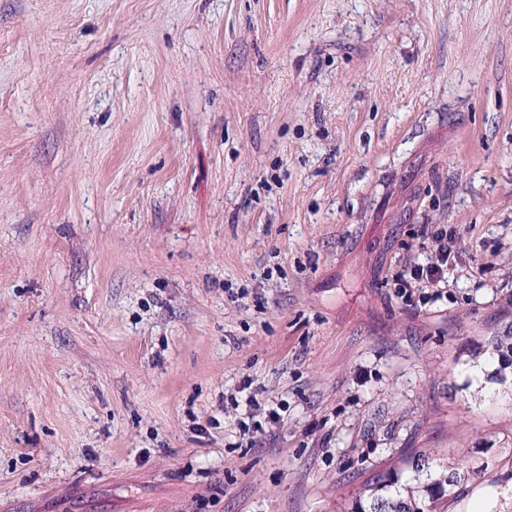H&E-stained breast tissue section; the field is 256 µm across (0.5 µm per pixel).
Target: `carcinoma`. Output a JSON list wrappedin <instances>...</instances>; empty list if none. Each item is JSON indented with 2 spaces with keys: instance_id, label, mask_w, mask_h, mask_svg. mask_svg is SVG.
Segmentation results:
<instances>
[{
  "instance_id": "obj_1",
  "label": "carcinoma",
  "mask_w": 512,
  "mask_h": 512,
  "mask_svg": "<svg viewBox=\"0 0 512 512\" xmlns=\"http://www.w3.org/2000/svg\"><path fill=\"white\" fill-rule=\"evenodd\" d=\"M492 355L498 358V373L512 364L509 337L496 341ZM405 464L407 471L382 474L365 485L356 512H439L459 484L460 474L442 469L423 452L409 455Z\"/></svg>"
}]
</instances>
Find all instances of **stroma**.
Segmentation results:
<instances>
[{
  "label": "stroma",
  "mask_w": 512,
  "mask_h": 512,
  "mask_svg": "<svg viewBox=\"0 0 512 512\" xmlns=\"http://www.w3.org/2000/svg\"><path fill=\"white\" fill-rule=\"evenodd\" d=\"M511 332L512 0H0V512H512ZM427 225L424 226V236H430L436 245V254L427 262L410 260L398 273L393 275V281L397 294L406 302H412L416 288H431V294L420 295V304H427L441 297L442 293L436 288H443L442 285L448 282V267L450 258L455 259L453 243L456 239V230L445 224H437L430 233L427 232ZM405 464L406 473L382 474L365 485L356 512H437L461 480L459 473L443 470L425 452H414Z\"/></svg>",
  "instance_id": "35a3bbf8"
}]
</instances>
